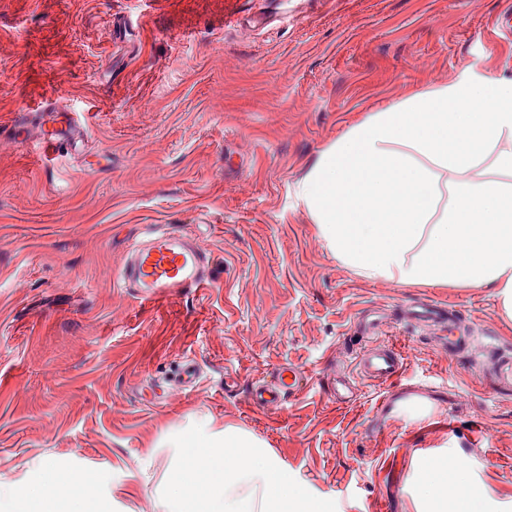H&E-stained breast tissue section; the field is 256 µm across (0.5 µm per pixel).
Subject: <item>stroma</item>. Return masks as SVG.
<instances>
[{
    "label": "stroma",
    "mask_w": 512,
    "mask_h": 512,
    "mask_svg": "<svg viewBox=\"0 0 512 512\" xmlns=\"http://www.w3.org/2000/svg\"><path fill=\"white\" fill-rule=\"evenodd\" d=\"M512 0H0V479L88 477L106 512H154L206 425L249 434L324 512H423L427 461L460 459L512 512V319L489 288L367 279L296 195L369 112L477 63L512 78ZM87 151L37 163L45 99ZM208 253L214 286L144 303L116 276L147 226ZM432 299L468 339L400 317ZM405 352L398 386L359 378V313ZM193 355L198 388L176 381ZM290 365L306 390L263 410L225 393ZM353 379L354 402L334 401ZM428 404L434 420L411 403Z\"/></svg>",
    "instance_id": "stroma-1"
}]
</instances>
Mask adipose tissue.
Returning a JSON list of instances; mask_svg holds the SVG:
<instances>
[{
	"label": "adipose tissue",
	"mask_w": 512,
	"mask_h": 512,
	"mask_svg": "<svg viewBox=\"0 0 512 512\" xmlns=\"http://www.w3.org/2000/svg\"><path fill=\"white\" fill-rule=\"evenodd\" d=\"M337 260L399 284L495 288L512 317V79L480 65L448 84L368 113L322 150L297 184ZM183 464L155 512H314L307 490L238 430L216 442L197 429L177 442ZM427 464L420 494L447 512L448 487ZM8 512H103L83 494L62 501L35 486L0 484Z\"/></svg>",
	"instance_id": "adipose-tissue-1"
}]
</instances>
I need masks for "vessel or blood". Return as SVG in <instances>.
<instances>
[{"label":"vessel or blood","mask_w":512,"mask_h":512,"mask_svg":"<svg viewBox=\"0 0 512 512\" xmlns=\"http://www.w3.org/2000/svg\"><path fill=\"white\" fill-rule=\"evenodd\" d=\"M48 128L44 129L36 147L42 156L63 150H74L83 142L85 131L69 112H48ZM123 287L133 289L139 299L157 301L185 290L210 288V261L187 235L169 230L152 231L146 239L132 244L119 273ZM404 319L412 324L450 327L456 322L453 307L439 302H415L403 309ZM361 374L371 380L391 384L404 370V356L391 343L365 349L358 355ZM306 387L304 374L295 367H282L254 378L246 393L249 406L261 409L284 398H295Z\"/></svg>","instance_id":"b4317fda"}]
</instances>
